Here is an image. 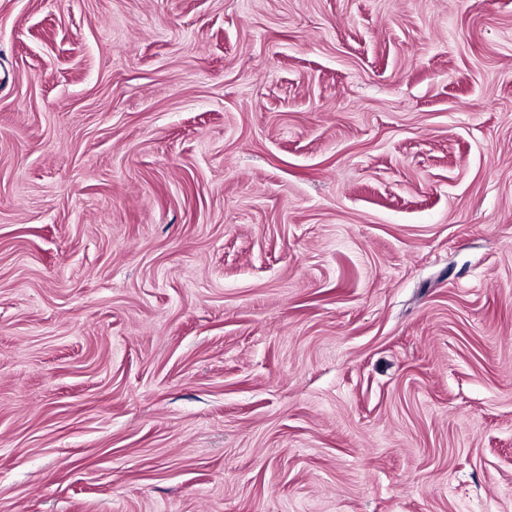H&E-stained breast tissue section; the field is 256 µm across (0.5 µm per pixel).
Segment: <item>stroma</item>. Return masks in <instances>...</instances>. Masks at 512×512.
<instances>
[{
	"label": "stroma",
	"mask_w": 512,
	"mask_h": 512,
	"mask_svg": "<svg viewBox=\"0 0 512 512\" xmlns=\"http://www.w3.org/2000/svg\"><path fill=\"white\" fill-rule=\"evenodd\" d=\"M0 512H512V0H0Z\"/></svg>",
	"instance_id": "1"
}]
</instances>
